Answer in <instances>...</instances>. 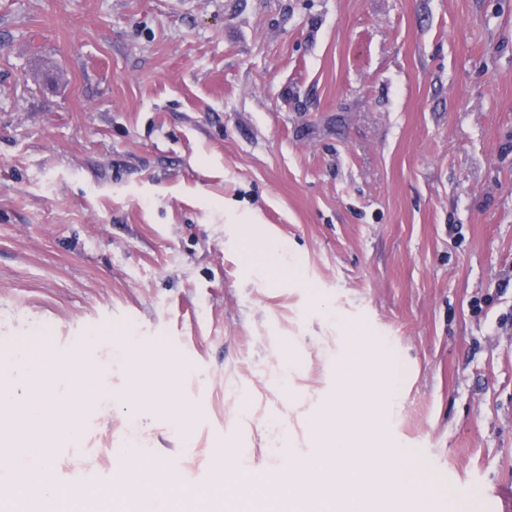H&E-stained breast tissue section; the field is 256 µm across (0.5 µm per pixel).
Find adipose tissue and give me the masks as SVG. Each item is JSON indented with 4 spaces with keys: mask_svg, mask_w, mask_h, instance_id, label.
Returning a JSON list of instances; mask_svg holds the SVG:
<instances>
[{
    "mask_svg": "<svg viewBox=\"0 0 512 512\" xmlns=\"http://www.w3.org/2000/svg\"><path fill=\"white\" fill-rule=\"evenodd\" d=\"M129 366L136 374L133 391L136 400L131 404L132 412L144 409L160 410L166 413H179L176 402V364L147 350H127Z\"/></svg>",
    "mask_w": 512,
    "mask_h": 512,
    "instance_id": "ef3b65f1",
    "label": "adipose tissue"
}]
</instances>
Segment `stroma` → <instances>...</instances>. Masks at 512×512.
I'll return each instance as SVG.
<instances>
[{"instance_id":"35a3bbf8","label":"stroma","mask_w":512,"mask_h":512,"mask_svg":"<svg viewBox=\"0 0 512 512\" xmlns=\"http://www.w3.org/2000/svg\"><path fill=\"white\" fill-rule=\"evenodd\" d=\"M354 336L416 512H502L512 0H0V354L101 371L56 484L311 455ZM126 346L186 416L128 411Z\"/></svg>"}]
</instances>
